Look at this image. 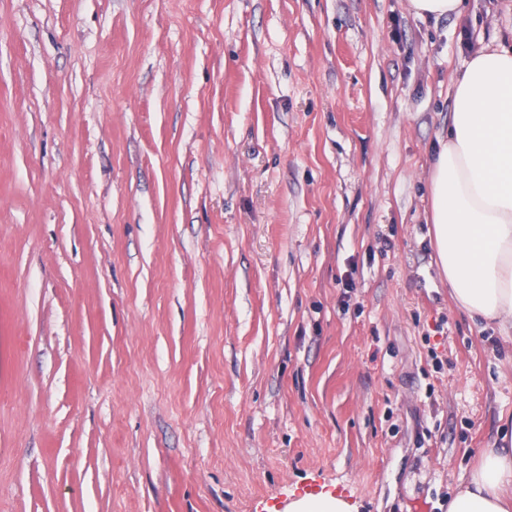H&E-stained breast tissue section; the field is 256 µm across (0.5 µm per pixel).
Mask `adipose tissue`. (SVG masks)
I'll list each match as a JSON object with an SVG mask.
<instances>
[{
    "label": "adipose tissue",
    "instance_id": "ef3b65f1",
    "mask_svg": "<svg viewBox=\"0 0 512 512\" xmlns=\"http://www.w3.org/2000/svg\"><path fill=\"white\" fill-rule=\"evenodd\" d=\"M438 266L456 306L512 334V44L471 57L454 81L429 174ZM512 447L483 449L448 512H512Z\"/></svg>",
    "mask_w": 512,
    "mask_h": 512
}]
</instances>
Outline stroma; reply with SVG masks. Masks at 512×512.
Returning <instances> with one entry per match:
<instances>
[{
    "mask_svg": "<svg viewBox=\"0 0 512 512\" xmlns=\"http://www.w3.org/2000/svg\"><path fill=\"white\" fill-rule=\"evenodd\" d=\"M512 0H0V512H448L512 435L428 177ZM463 0H410L413 12L420 17H452L460 13Z\"/></svg>",
    "mask_w": 512,
    "mask_h": 512,
    "instance_id": "obj_1",
    "label": "stroma"
}]
</instances>
